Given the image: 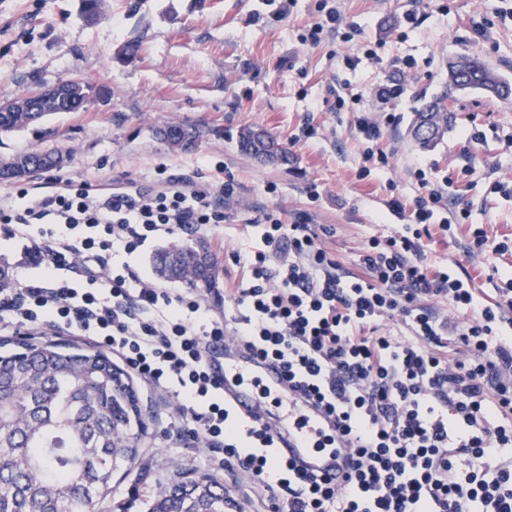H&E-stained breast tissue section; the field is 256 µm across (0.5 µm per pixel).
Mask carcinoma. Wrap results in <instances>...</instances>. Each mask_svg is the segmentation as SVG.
Here are the masks:
<instances>
[{
  "label": "carcinoma",
  "mask_w": 512,
  "mask_h": 512,
  "mask_svg": "<svg viewBox=\"0 0 512 512\" xmlns=\"http://www.w3.org/2000/svg\"><path fill=\"white\" fill-rule=\"evenodd\" d=\"M474 84L491 86L498 75L481 59L468 57ZM458 77L448 63V86L415 114L413 140L429 149L443 140L457 100ZM88 84L63 81L61 101L41 112H0V133L8 134L55 112L83 105ZM195 134L168 127L171 147H189ZM239 150L269 164H288V148L261 127L242 130ZM61 153L35 150L0 160V181L58 166ZM157 275L192 288H212L215 259L201 240L173 244L154 258ZM0 512H101L112 494V476L130 469L139 456L135 439L145 429L130 374L112 357L79 342H0ZM231 500L213 473L181 477L163 487L149 512H225Z\"/></svg>",
  "instance_id": "carcinoma-1"
}]
</instances>
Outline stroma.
<instances>
[{"label":"stroma","mask_w":512,"mask_h":512,"mask_svg":"<svg viewBox=\"0 0 512 512\" xmlns=\"http://www.w3.org/2000/svg\"><path fill=\"white\" fill-rule=\"evenodd\" d=\"M319 0H296L279 13L266 0H102L94 20L81 0H0V102L26 96L34 86L85 80L89 96L75 112H58L36 125L0 136V160L31 150L55 149L68 156L56 173L78 176L106 188L134 181L149 184L159 165L169 172L221 179L234 187L235 217L207 234L218 262L209 301L243 276L237 256L261 246L249 223L273 217L291 223L296 214L328 225L326 250L344 268L361 273L359 257L374 238L404 233L408 216L388 211L394 197L412 204L421 188L415 168L448 176V210H468L451 231L432 226L425 241L430 264L472 278L482 299L496 295L499 269L512 266V253L469 257L474 228L490 241H512V198L486 192L487 174L512 181V98L475 92L459 99L455 120L434 148L420 149L408 129L413 112L440 93L448 62L466 54L480 58L512 83V20L499 7L512 0H345L347 19L361 28L360 40L325 37L318 45L302 34L317 17ZM447 11H439V4ZM418 10L420 24L398 38L404 11ZM379 42L381 64L360 59L361 41ZM412 58V71L399 62ZM363 91L360 103L334 108L343 84ZM378 84L398 85L402 94L383 103L368 95ZM382 123L383 136L366 144L357 134L358 109ZM170 125L193 130L191 147L172 149L159 135ZM267 129L291 153L289 165L263 164L241 153L240 132ZM316 129L301 136L303 126ZM478 127L473 143L465 130ZM384 152L389 166L361 176L366 148ZM148 429L141 458L129 475L114 477L115 500L129 512H146L147 502L177 473L212 472L246 512H258L246 476L237 468L199 457L183 442L166 440L171 424L155 400L140 392Z\"/></svg>","instance_id":"stroma-1"}]
</instances>
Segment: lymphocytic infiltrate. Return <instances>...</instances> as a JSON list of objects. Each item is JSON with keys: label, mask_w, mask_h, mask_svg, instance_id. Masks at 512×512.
Segmentation results:
<instances>
[{"label": "lymphocytic infiltrate", "mask_w": 512, "mask_h": 512, "mask_svg": "<svg viewBox=\"0 0 512 512\" xmlns=\"http://www.w3.org/2000/svg\"><path fill=\"white\" fill-rule=\"evenodd\" d=\"M342 0H320L309 44L359 35ZM422 188L404 234L372 239L364 276L321 244L327 227L297 214L261 224L262 250L224 294L242 316L140 277L130 258L147 242L200 234L230 220L234 189L167 174L151 186L107 191L85 178L22 186L0 198V224L20 258L0 288V334L65 332L121 360L162 402L198 455L248 476L268 512H512V272L498 299L427 264L431 225L450 230L440 180ZM440 297L463 324L441 317ZM399 318L403 336L379 330ZM279 360L290 391L321 403L356 458L336 484L272 455L266 427H244L224 404L212 364L225 342ZM456 346L449 359L446 344Z\"/></svg>", "instance_id": "obj_1"}]
</instances>
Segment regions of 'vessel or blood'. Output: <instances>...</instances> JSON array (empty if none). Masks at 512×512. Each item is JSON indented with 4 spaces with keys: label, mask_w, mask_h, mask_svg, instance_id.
<instances>
[{
    "label": "vessel or blood",
    "mask_w": 512,
    "mask_h": 512,
    "mask_svg": "<svg viewBox=\"0 0 512 512\" xmlns=\"http://www.w3.org/2000/svg\"><path fill=\"white\" fill-rule=\"evenodd\" d=\"M218 374L224 383V402L241 421L270 428L275 455L293 461L307 472L343 480L344 448H319L315 442L335 426L320 406L290 393L281 364L228 344Z\"/></svg>",
    "instance_id": "1"
}]
</instances>
